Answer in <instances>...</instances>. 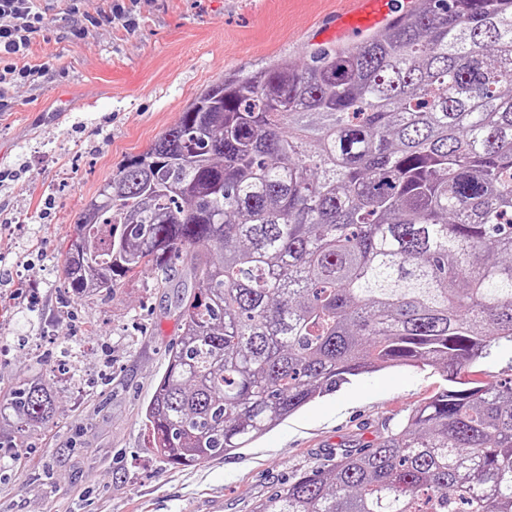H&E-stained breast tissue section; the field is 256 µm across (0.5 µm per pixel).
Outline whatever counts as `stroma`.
I'll return each mask as SVG.
<instances>
[{"instance_id":"stroma-1","label":"stroma","mask_w":512,"mask_h":512,"mask_svg":"<svg viewBox=\"0 0 512 512\" xmlns=\"http://www.w3.org/2000/svg\"><path fill=\"white\" fill-rule=\"evenodd\" d=\"M35 5L43 29L11 63L42 75L0 84V388L43 377L58 404L54 425L23 451L28 465L0 470V512H253L336 449L376 443L446 387L429 367L363 374L238 454L164 463L140 414L181 338L191 266L182 256L170 275L145 270L111 294L75 295L61 244L112 175L209 86L307 59L344 0H135L127 20L111 17V0H83L80 11L103 22L78 38L71 0ZM19 336L30 349L15 347ZM79 337L94 354L74 394L52 365ZM464 377L512 383V346Z\"/></svg>"}]
</instances>
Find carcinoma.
Wrapping results in <instances>:
<instances>
[{
	"mask_svg": "<svg viewBox=\"0 0 512 512\" xmlns=\"http://www.w3.org/2000/svg\"><path fill=\"white\" fill-rule=\"evenodd\" d=\"M75 236L76 294L190 260L143 417L166 463L232 455L361 374L431 367L451 386L254 512H512V386H455L512 343V0H416L358 44L217 81ZM55 411L17 379L0 449Z\"/></svg>",
	"mask_w": 512,
	"mask_h": 512,
	"instance_id": "carcinoma-1",
	"label": "carcinoma"
}]
</instances>
